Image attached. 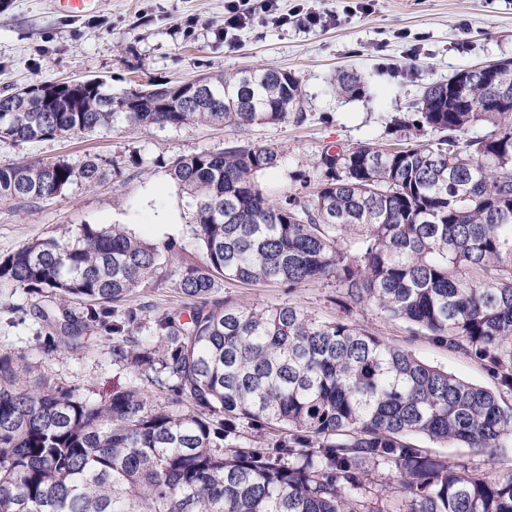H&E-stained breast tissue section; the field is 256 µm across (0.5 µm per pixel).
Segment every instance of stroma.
<instances>
[{
  "label": "stroma",
  "instance_id": "35a3bbf8",
  "mask_svg": "<svg viewBox=\"0 0 512 512\" xmlns=\"http://www.w3.org/2000/svg\"><path fill=\"white\" fill-rule=\"evenodd\" d=\"M282 11L301 5L325 22L306 29L255 22L224 38V0H7L0 5V93L28 83L98 78L120 93L152 83H175L244 68L295 74L304 95L302 122L260 124L246 132L224 126L136 128L119 124L96 132L28 142H0V163L64 159L80 166L99 157L98 184H71L62 194L31 202L0 201V257L23 244L66 237L82 224H123L153 243L184 245L180 261L199 256L189 247L191 211L167 166L200 152L218 153L242 139L275 148L278 167L259 183L273 198L308 195L320 178L315 162L328 145L393 142L394 121L411 117L425 89L459 70L512 59V0H371L368 13L345 14L344 0H279ZM357 72L364 89L338 95L337 69ZM335 282L287 290L277 284L223 286L218 296L257 308L296 303L325 319L342 315L392 345L486 387L482 365L412 333L407 324L371 308L343 312ZM36 294L0 289V349L14 353L64 388L92 401L131 377L112 362V339L91 334L79 349L52 348L51 328L38 319ZM431 454L468 469L512 473V447L495 456L423 441Z\"/></svg>",
  "mask_w": 512,
  "mask_h": 512
}]
</instances>
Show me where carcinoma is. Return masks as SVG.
<instances>
[{"label": "carcinoma", "mask_w": 512, "mask_h": 512, "mask_svg": "<svg viewBox=\"0 0 512 512\" xmlns=\"http://www.w3.org/2000/svg\"><path fill=\"white\" fill-rule=\"evenodd\" d=\"M429 86L392 133L433 143L323 151L306 200L270 198L268 146L233 143L172 162L188 198L198 264L168 272L175 241L123 224H82L0 259V288L38 294L53 346L112 337L131 385L101 402L39 377L24 385L0 351V512H512V474L466 471L418 439L494 454L512 444V103L492 105L480 74L461 92ZM355 94L354 72L334 76ZM292 73L245 69L118 95L101 80L38 83L0 96V141L138 128L230 126L304 118ZM484 133L463 135L476 129ZM100 158L75 168L0 165V200L34 201L95 184ZM173 281L187 318L124 302ZM336 282L345 310L372 306L448 350L476 358L487 388L418 359L343 318L294 303L243 307L218 284L288 290ZM83 302L81 313L69 304ZM395 471L401 505L372 491Z\"/></svg>", "instance_id": "carcinoma-1"}]
</instances>
